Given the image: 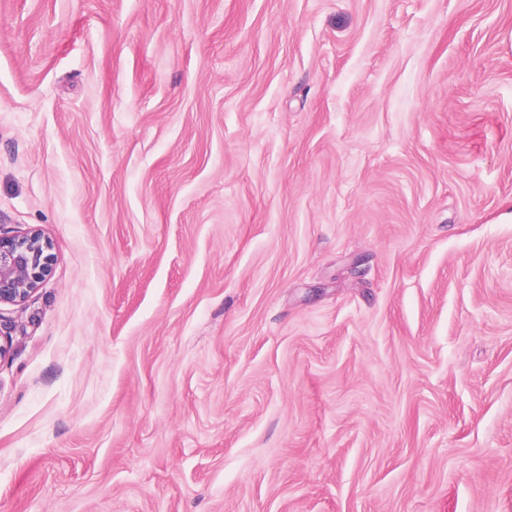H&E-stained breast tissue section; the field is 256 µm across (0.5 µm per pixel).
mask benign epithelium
I'll return each mask as SVG.
<instances>
[{
	"mask_svg": "<svg viewBox=\"0 0 512 512\" xmlns=\"http://www.w3.org/2000/svg\"><path fill=\"white\" fill-rule=\"evenodd\" d=\"M51 243L37 230L0 235V306L24 303L51 275Z\"/></svg>",
	"mask_w": 512,
	"mask_h": 512,
	"instance_id": "7a95c632",
	"label": "benign epithelium"
}]
</instances>
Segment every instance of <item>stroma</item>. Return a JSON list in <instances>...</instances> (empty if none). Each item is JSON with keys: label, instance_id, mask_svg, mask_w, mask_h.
Wrapping results in <instances>:
<instances>
[{"label": "stroma", "instance_id": "stroma-1", "mask_svg": "<svg viewBox=\"0 0 512 512\" xmlns=\"http://www.w3.org/2000/svg\"><path fill=\"white\" fill-rule=\"evenodd\" d=\"M0 512H512V0H0ZM51 243L37 230L0 235V307L24 303L51 275Z\"/></svg>", "mask_w": 512, "mask_h": 512}]
</instances>
